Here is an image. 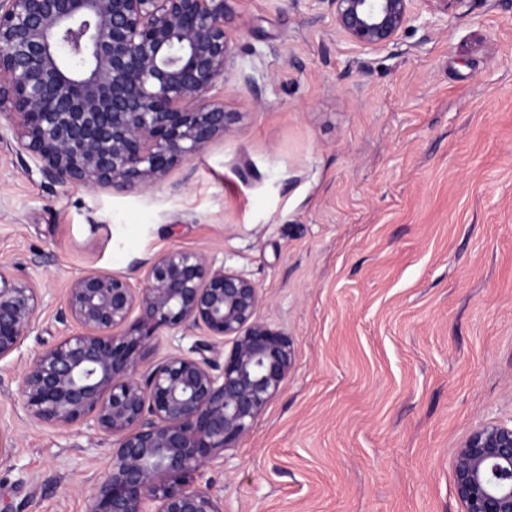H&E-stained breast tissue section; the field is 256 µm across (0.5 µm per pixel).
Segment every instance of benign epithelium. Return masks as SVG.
<instances>
[{
  "mask_svg": "<svg viewBox=\"0 0 512 512\" xmlns=\"http://www.w3.org/2000/svg\"><path fill=\"white\" fill-rule=\"evenodd\" d=\"M228 0H0V112L50 181L112 193L152 187L229 132L208 95L233 54ZM363 49L394 44L417 0H328ZM42 297L0 269V361L34 328ZM256 285L196 250L163 253L142 283L72 279L58 317L75 332L24 371L26 414L113 441L89 512H223L205 470L245 436L293 364L292 341L255 317ZM199 332L140 376L151 340ZM231 349L221 354L224 338ZM462 512H512V424L472 429L453 460Z\"/></svg>",
  "mask_w": 512,
  "mask_h": 512,
  "instance_id": "7a95c632",
  "label": "benign epithelium"
}]
</instances>
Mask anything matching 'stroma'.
Returning <instances> with one entry per match:
<instances>
[{
  "mask_svg": "<svg viewBox=\"0 0 512 512\" xmlns=\"http://www.w3.org/2000/svg\"><path fill=\"white\" fill-rule=\"evenodd\" d=\"M394 44L336 30L327 0H228L214 94L232 130L158 185L48 180L0 141V268L38 321L0 361V508L88 512L110 444L31 419L19 397L91 268L141 283L173 249L258 288L293 366L206 469L224 512H461L453 457L512 421V0H419Z\"/></svg>",
  "mask_w": 512,
  "mask_h": 512,
  "instance_id": "obj_1",
  "label": "stroma"
}]
</instances>
